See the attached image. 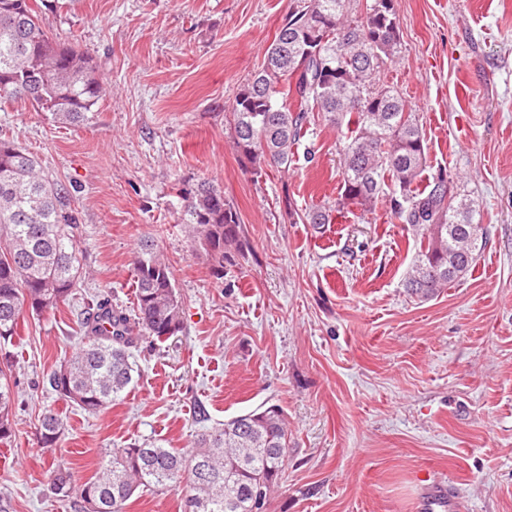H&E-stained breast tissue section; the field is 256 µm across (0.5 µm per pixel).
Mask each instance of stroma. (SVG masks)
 <instances>
[{"label":"stroma","mask_w":512,"mask_h":512,"mask_svg":"<svg viewBox=\"0 0 512 512\" xmlns=\"http://www.w3.org/2000/svg\"><path fill=\"white\" fill-rule=\"evenodd\" d=\"M304 0H48L41 18L98 62L91 125L30 103L0 133L75 186L83 275L56 309L25 314L12 355L15 433L0 455V512H74L60 468L90 480L107 449H190L204 428L276 405L289 453L266 512H411L420 478L453 477L463 512H512V0H394L385 81L423 127L427 174L446 169L480 206L487 242L470 272L419 301L404 280L416 243L381 202L315 226L342 178L336 125L309 121L288 172L255 176L228 109ZM207 180L235 206L247 248L212 278L183 224L178 185ZM153 240L171 264L184 330L132 349L140 375L97 413L47 382L78 349L90 297L133 310V262ZM65 420L40 447L44 409Z\"/></svg>","instance_id":"obj_1"}]
</instances>
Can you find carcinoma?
<instances>
[{"label": "carcinoma", "mask_w": 512, "mask_h": 512, "mask_svg": "<svg viewBox=\"0 0 512 512\" xmlns=\"http://www.w3.org/2000/svg\"><path fill=\"white\" fill-rule=\"evenodd\" d=\"M348 0H310L278 28L265 67L239 90L229 125L240 160L253 174L286 173L309 113L321 112L342 129V181L335 203L304 213L308 224H329L332 214L390 210L416 238L418 250L405 288L421 300L463 278L476 261L487 228L475 201L454 191L443 171L432 178L425 136L401 94L381 82L393 60L399 30L393 0H371L351 19ZM104 95L93 56L51 38L31 0H0V105L28 101L53 122L80 127L93 121ZM184 201L193 251L210 276L224 279L247 243L238 212L224 191L203 180L177 190ZM66 184L48 178L37 159L0 135V338L17 335L23 309L40 315L65 301L81 280L79 225ZM134 316L106 303L89 306L85 343L48 377L59 397L96 413L132 382L129 349L141 335L165 341L182 331L184 311L169 262L143 242L134 263ZM0 367V444L13 433L15 393ZM65 431L47 409L38 443L51 450ZM288 459V423L277 406L257 408L199 434L194 446L150 448L133 444L112 452L83 483L57 470L51 490L77 512H124L141 486L157 492L185 489V512H266Z\"/></svg>", "instance_id": "obj_1"}]
</instances>
